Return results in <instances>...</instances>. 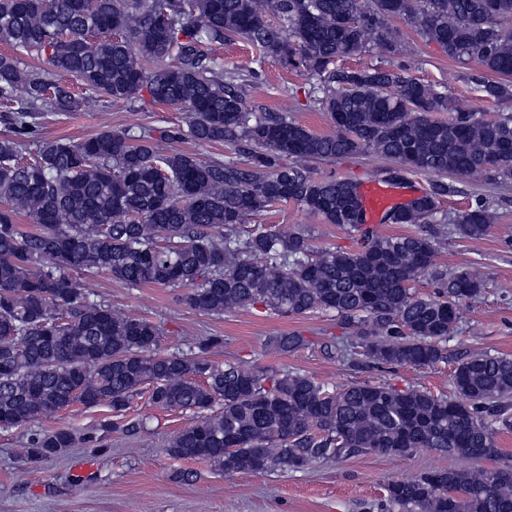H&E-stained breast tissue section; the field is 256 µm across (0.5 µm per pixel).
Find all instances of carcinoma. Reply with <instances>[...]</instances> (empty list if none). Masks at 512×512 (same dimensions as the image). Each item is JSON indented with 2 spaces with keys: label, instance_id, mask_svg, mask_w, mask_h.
Listing matches in <instances>:
<instances>
[{
  "label": "carcinoma",
  "instance_id": "1",
  "mask_svg": "<svg viewBox=\"0 0 512 512\" xmlns=\"http://www.w3.org/2000/svg\"><path fill=\"white\" fill-rule=\"evenodd\" d=\"M270 14L278 22H268ZM397 18L411 20L448 58L512 76V31L498 26L512 18V0H0V43L47 64L23 67L0 54V103L13 129L0 137L1 427L75 403L123 412L147 385L155 407L193 415L167 454L226 474L369 453L403 457L417 448L474 462L497 456L493 425L512 428L507 355H466L450 398L365 382L330 390L288 368L212 365L204 354L220 336L199 342L194 354H162L153 323L91 299L72 276L185 288V304L208 314L256 305L283 317L331 313L345 332L325 354L348 352L359 371L447 361L461 309L482 296L485 280L476 266H439L437 249L450 232L486 237L495 215L481 199L452 217L439 204L458 192L450 174L512 179V113L488 120L454 112L446 93L401 66L334 67L372 33L396 52ZM231 36L314 78L313 103L333 131L317 135L286 112L247 111L257 72L226 68L212 53ZM55 75L74 78L86 95ZM482 91L512 97V85L498 81ZM146 95L187 113V126L81 141L39 136L45 112L92 110L101 97L135 104ZM450 111L446 121L431 118ZM186 137L222 143L230 155L202 159L157 147ZM363 153L397 161L394 179L407 171L436 177L386 215L415 230L376 233L364 222L358 184L317 178L305 165ZM290 201L359 235L358 247H317L305 231L241 237L249 216ZM419 277L433 294L411 291ZM304 343L292 333L272 346L288 354ZM79 441L103 447L93 431L57 429L30 434L24 456L37 465ZM386 490L392 512H512V467L432 470Z\"/></svg>",
  "mask_w": 512,
  "mask_h": 512
}]
</instances>
